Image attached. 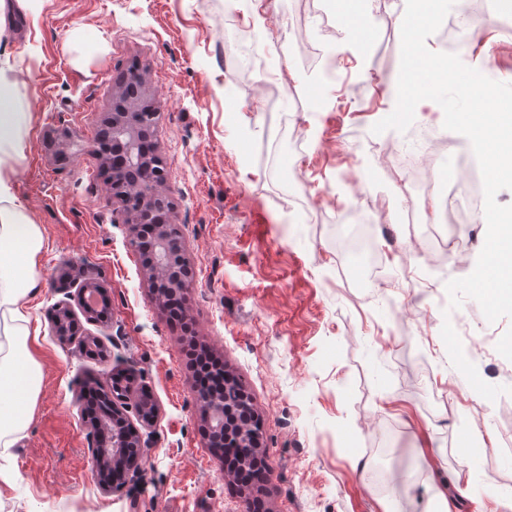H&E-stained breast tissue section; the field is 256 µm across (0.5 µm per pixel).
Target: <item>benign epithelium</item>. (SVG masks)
Segmentation results:
<instances>
[{
  "label": "benign epithelium",
  "mask_w": 512,
  "mask_h": 512,
  "mask_svg": "<svg viewBox=\"0 0 512 512\" xmlns=\"http://www.w3.org/2000/svg\"><path fill=\"white\" fill-rule=\"evenodd\" d=\"M146 78L137 73L134 87L127 88L121 82L114 93L112 112L106 119L107 137L96 141L95 153L103 161L113 156L117 165L112 168V198L123 201L127 192L138 190L137 205L134 209H123L126 223H153L148 236H134L131 244L139 253L150 257V280L154 289L167 292L186 290L183 278L178 274V264L184 262V241L178 225L171 220L153 219L156 198L168 194L169 185L163 171L159 169L160 157L150 138L156 128L159 113L155 110L140 109L137 96L145 92ZM233 377L224 374V389L217 391L196 385V395L202 416L211 428L208 436L210 447L221 448L224 438L234 440V447L240 449L239 462L246 466L262 448L261 430L254 427V407L251 397L245 395L231 399L228 389ZM95 441L94 464L100 469L110 466L122 475L136 473L141 461L126 455L127 448H143L145 442L138 432H107L102 425L93 426Z\"/></svg>",
  "instance_id": "obj_1"
}]
</instances>
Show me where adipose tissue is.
I'll return each instance as SVG.
<instances>
[{"mask_svg": "<svg viewBox=\"0 0 512 512\" xmlns=\"http://www.w3.org/2000/svg\"><path fill=\"white\" fill-rule=\"evenodd\" d=\"M29 130V113H0V446L4 448L28 427L29 396L40 385L38 364L26 345L30 321L26 301L37 286V258L44 241L12 191V162L21 156Z\"/></svg>", "mask_w": 512, "mask_h": 512, "instance_id": "adipose-tissue-1", "label": "adipose tissue"}]
</instances>
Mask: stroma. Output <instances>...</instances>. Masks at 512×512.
Segmentation results:
<instances>
[{"instance_id":"stroma-1","label":"stroma","mask_w":512,"mask_h":512,"mask_svg":"<svg viewBox=\"0 0 512 512\" xmlns=\"http://www.w3.org/2000/svg\"><path fill=\"white\" fill-rule=\"evenodd\" d=\"M405 0H368L375 26L364 55L327 0H35L0 30V64L11 67L31 131L15 162L13 193L44 240L40 279L28 301V347L42 383L28 428L0 447V512H501L512 488V319L484 322L463 299L456 328L475 338L480 377L508 386L486 402L460 377L435 320L446 283L472 273L485 223L412 226L377 220L384 282L353 287L333 243L357 200L339 173L375 179L378 159L350 158L354 143L416 154L420 140L372 126L395 108ZM257 35L242 75L225 32ZM145 71L159 114L167 168L193 286L183 295L198 343L243 380L263 435L265 481L244 488L224 476L183 356V333L152 291L131 246L132 228L98 177L92 146L112 89L130 65ZM448 168L432 197H448L451 173L474 162L466 137L448 132ZM308 194L281 193L282 146ZM437 230L462 261L403 265L412 239ZM94 281L106 320L77 293ZM68 305L77 332L54 335L51 314ZM121 377L131 397L149 394L152 423L124 411L147 444L142 468L103 490L92 433L76 397L88 383ZM475 462L469 485L454 473ZM389 484H372L373 464Z\"/></svg>"}]
</instances>
